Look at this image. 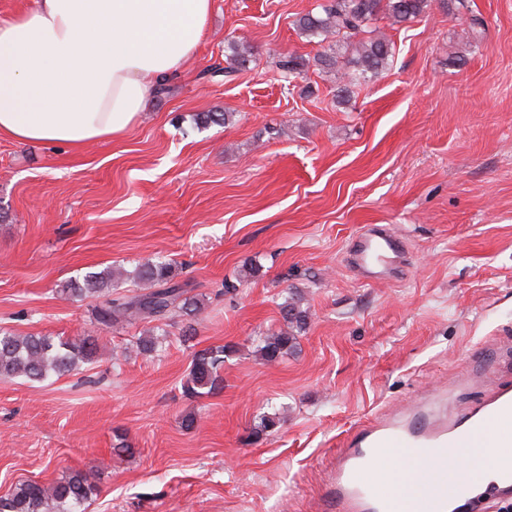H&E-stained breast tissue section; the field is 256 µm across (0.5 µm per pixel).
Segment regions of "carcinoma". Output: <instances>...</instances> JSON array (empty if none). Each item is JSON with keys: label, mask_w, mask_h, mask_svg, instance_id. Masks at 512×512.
<instances>
[{"label": "carcinoma", "mask_w": 512, "mask_h": 512, "mask_svg": "<svg viewBox=\"0 0 512 512\" xmlns=\"http://www.w3.org/2000/svg\"><path fill=\"white\" fill-rule=\"evenodd\" d=\"M432 0H328L323 14L311 12L296 19L300 33L308 40L330 37L345 45L350 58L342 66L341 79L351 85L361 78L378 77L393 61L394 44L383 33L372 30L369 37L359 38L368 24L381 14L391 25H404L425 16ZM229 66L224 76L249 68L254 58L251 46L230 43ZM329 69L338 64L334 56L318 53L313 61L288 55L276 62L283 77L289 79L305 74L309 64ZM175 266L161 258L148 260L131 272L103 269L87 272L82 282L60 292L67 298L97 297L99 304L92 312V323L110 326L122 320H163L173 313L195 314L198 302L189 289L175 281ZM143 285V291L128 294L122 290L127 282ZM286 329L261 340L258 352L266 362H276L295 346L294 332L302 330L309 315L295 301L281 304ZM162 350V342L153 333L139 336L135 352L152 356ZM224 347H210L197 352L183 384L193 398L213 394L224 388ZM96 354L95 340L90 336L78 340L59 336L18 335L0 331V379L23 378L41 382L62 376L81 363H90ZM97 487L90 473L71 469L52 482L23 481L12 492L0 497V512H84L85 504L96 494Z\"/></svg>", "instance_id": "1"}]
</instances>
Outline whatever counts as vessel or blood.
<instances>
[{"instance_id": "b4317fda", "label": "vessel or blood", "mask_w": 512, "mask_h": 512, "mask_svg": "<svg viewBox=\"0 0 512 512\" xmlns=\"http://www.w3.org/2000/svg\"><path fill=\"white\" fill-rule=\"evenodd\" d=\"M403 239L390 227L366 225L351 263L367 281L402 261ZM487 449L495 461L494 481L472 478L448 464L449 453ZM417 454L418 463L401 478L383 465L393 456ZM334 512H459L462 498L479 500L512 494V384L469 408L448 410V392L418 397L361 422L339 442L326 477Z\"/></svg>"}]
</instances>
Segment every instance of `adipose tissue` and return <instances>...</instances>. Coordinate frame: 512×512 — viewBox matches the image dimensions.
<instances>
[{"label": "adipose tissue", "instance_id": "obj_1", "mask_svg": "<svg viewBox=\"0 0 512 512\" xmlns=\"http://www.w3.org/2000/svg\"><path fill=\"white\" fill-rule=\"evenodd\" d=\"M212 0H37L0 22V137L74 148L125 135L192 58Z\"/></svg>", "mask_w": 512, "mask_h": 512}]
</instances>
